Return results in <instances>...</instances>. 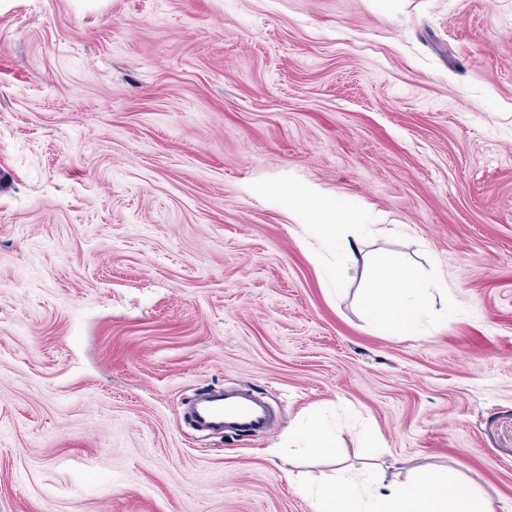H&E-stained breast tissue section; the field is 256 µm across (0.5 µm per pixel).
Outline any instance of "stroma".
I'll list each match as a JSON object with an SVG mask.
<instances>
[{"label": "stroma", "mask_w": 512, "mask_h": 512, "mask_svg": "<svg viewBox=\"0 0 512 512\" xmlns=\"http://www.w3.org/2000/svg\"><path fill=\"white\" fill-rule=\"evenodd\" d=\"M299 193L384 226L329 289ZM402 251L423 335L357 294ZM248 387L279 423L207 435ZM316 407L512 512V0H15L0 13V512H312ZM297 448L308 455H329L339 464L342 453L338 447L335 433L322 421L320 415L311 412L292 428Z\"/></svg>", "instance_id": "stroma-1"}]
</instances>
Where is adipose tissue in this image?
<instances>
[{"label":"adipose tissue","instance_id":"ef3b65f1","mask_svg":"<svg viewBox=\"0 0 512 512\" xmlns=\"http://www.w3.org/2000/svg\"><path fill=\"white\" fill-rule=\"evenodd\" d=\"M301 208L317 218L315 227L322 248L334 260L331 281L341 285L346 266L356 259L368 224L352 223L347 207L315 194L300 198ZM448 296L440 277H421L400 255L382 258L362 290L361 309L376 328L390 334L417 336L437 301ZM296 445L310 455L341 458L335 433L317 413H310L292 428ZM300 494L312 512H497L493 499L474 496L462 480L412 468L406 479H390L377 468L357 478L336 474L316 484H300Z\"/></svg>","mask_w":512,"mask_h":512}]
</instances>
